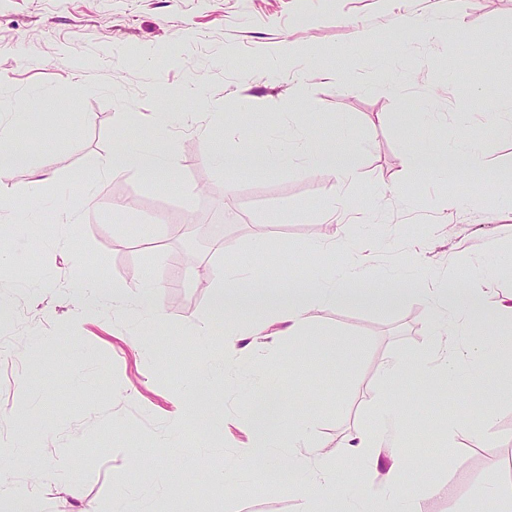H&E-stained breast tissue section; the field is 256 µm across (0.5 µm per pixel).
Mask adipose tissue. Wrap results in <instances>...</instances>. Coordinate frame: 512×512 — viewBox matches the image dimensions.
I'll list each match as a JSON object with an SVG mask.
<instances>
[{
  "label": "adipose tissue",
  "mask_w": 512,
  "mask_h": 512,
  "mask_svg": "<svg viewBox=\"0 0 512 512\" xmlns=\"http://www.w3.org/2000/svg\"><path fill=\"white\" fill-rule=\"evenodd\" d=\"M305 136L321 175L335 180L342 187L351 186L358 179L356 167L345 155L323 144L313 130H306ZM206 156L228 173L246 166L260 170L284 166L290 161L289 154L284 152L260 150L245 156L225 153L219 145L210 147ZM452 156L471 166L484 163L477 144L463 140L449 148L423 146L411 156L409 165L432 176H444L449 172L448 159ZM128 169L138 170L163 186L173 183L171 162L158 139L145 146L117 145L103 165L104 172L109 174ZM368 277L369 268L364 263L352 267L343 283L332 275L304 280L275 277L261 283L253 279L247 270L216 268L212 271L211 304L208 312L197 322L195 334L201 343H212L216 340V325H223L224 365L237 368L257 348L260 339L308 336L310 312L314 307L340 303L350 297L352 284L364 283ZM161 294L159 285L151 283L139 293L126 295L107 279L97 278L82 298L90 308L111 301L121 305L132 320L148 316L159 322L163 319ZM411 295L428 303L431 309L429 334L441 342L442 347L439 351L415 359L401 356L389 359L381 370L384 382L392 384L411 374L426 383L437 378L445 386L458 385L475 379L479 374L478 369L465 365L464 354L477 355L490 348L505 349L504 338L512 334V294L504 297L493 295L487 273H473L467 284L461 287L412 288ZM246 308L256 310L259 316L253 329L248 332L243 331L239 321L242 310ZM486 309L493 314L491 326L483 338L471 341L468 352H461L453 342L457 330L473 311ZM377 408L387 424L386 434L378 435L368 429H358L349 433L343 442L346 452L370 465H378L384 456L389 459L382 475L388 490L387 499H362L361 512H389L390 500L404 494L414 467L412 460L396 447L406 426L405 419L394 416L386 403H378ZM279 411V400L270 391L264 392L261 400L247 404L246 424L250 437L242 450L245 463L268 461L279 455V446L272 441L269 430L270 421ZM287 445L302 449L304 457L319 461L310 480L312 492L307 498L305 512H352V504L343 486L338 482L333 468L321 461V451L311 443L309 431H289Z\"/></svg>",
  "instance_id": "1"
}]
</instances>
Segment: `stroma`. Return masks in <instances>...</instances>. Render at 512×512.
<instances>
[{
	"label": "stroma",
	"mask_w": 512,
	"mask_h": 512,
	"mask_svg": "<svg viewBox=\"0 0 512 512\" xmlns=\"http://www.w3.org/2000/svg\"><path fill=\"white\" fill-rule=\"evenodd\" d=\"M422 25L440 28L441 39H422ZM510 28L512 0H470L462 12L454 0H0V121L10 148L28 157L8 182L13 206L0 213V449L24 451L0 498L32 487L41 512H113L120 496L139 504L148 491L130 453L147 448L158 466L211 479L156 497L157 512H182L187 501L197 512H302L309 472L253 470L239 454L244 405L263 385L281 398L277 437L313 424L337 478L382 496L363 462L336 448L354 430L380 427L381 364L428 353L432 338L429 305L385 300L377 276L412 265L417 287L429 288L501 269L512 255V209L501 206L512 189L490 178L512 170V137L494 131L512 119L495 106L512 99V52L499 39ZM457 57L481 60V86L470 69L449 68ZM313 69L319 78L296 83ZM188 83L199 99L180 95ZM159 120L175 186L133 169L101 175L116 144L147 141ZM292 125L329 142L349 130L358 183L341 192L304 155L232 177L206 158L210 145L242 153L287 144ZM461 136L478 143L485 169L410 171L419 144ZM448 193L467 204L441 212ZM87 196L80 223L65 222L60 199ZM337 198L348 233L335 252L308 258L307 245L331 234L321 212ZM366 241L377 244L372 297L312 309L304 342L279 337L245 370L224 374L216 346L196 340L216 265L307 278L351 267ZM98 277L130 294L165 285L163 321L70 299ZM500 362L488 351L482 379L458 387L411 376L385 387L407 420L401 450L424 470L407 495L413 512H468L477 501L495 512L494 500L479 498L485 484L512 489V393L490 391ZM203 383L224 412L211 435L182 405ZM472 420L483 421L482 435ZM47 467L51 477L36 483Z\"/></svg>",
	"instance_id": "1"
}]
</instances>
